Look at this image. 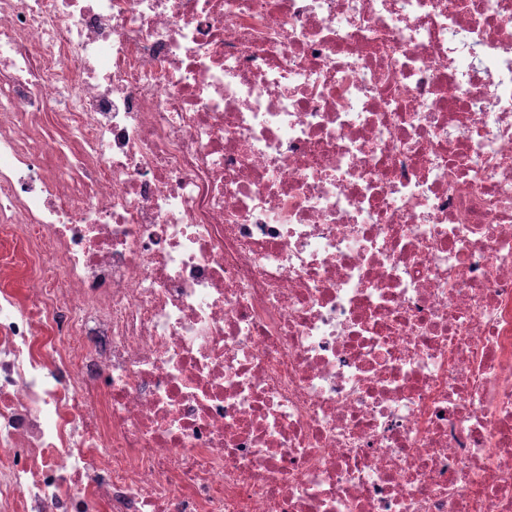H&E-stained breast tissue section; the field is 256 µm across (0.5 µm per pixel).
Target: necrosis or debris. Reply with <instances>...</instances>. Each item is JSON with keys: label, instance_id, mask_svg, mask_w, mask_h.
I'll return each instance as SVG.
<instances>
[{"label": "necrosis or debris", "instance_id": "necrosis-or-debris-1", "mask_svg": "<svg viewBox=\"0 0 512 512\" xmlns=\"http://www.w3.org/2000/svg\"><path fill=\"white\" fill-rule=\"evenodd\" d=\"M0 229V512H512V0H0Z\"/></svg>", "mask_w": 512, "mask_h": 512}]
</instances>
